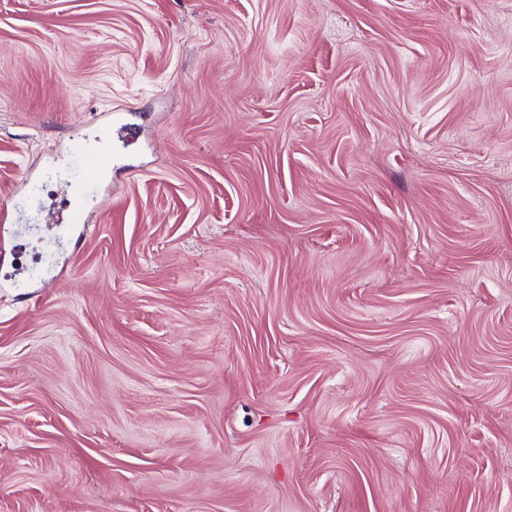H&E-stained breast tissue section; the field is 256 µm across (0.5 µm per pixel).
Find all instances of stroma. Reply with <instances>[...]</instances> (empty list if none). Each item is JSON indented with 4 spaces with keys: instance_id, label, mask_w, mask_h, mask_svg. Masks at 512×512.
<instances>
[{
    "instance_id": "1",
    "label": "stroma",
    "mask_w": 512,
    "mask_h": 512,
    "mask_svg": "<svg viewBox=\"0 0 512 512\" xmlns=\"http://www.w3.org/2000/svg\"><path fill=\"white\" fill-rule=\"evenodd\" d=\"M1 204L0 512H512V0H0ZM110 164L111 157L105 149L84 154L81 158V167L85 183L89 185L97 183L103 171L106 170Z\"/></svg>"
}]
</instances>
